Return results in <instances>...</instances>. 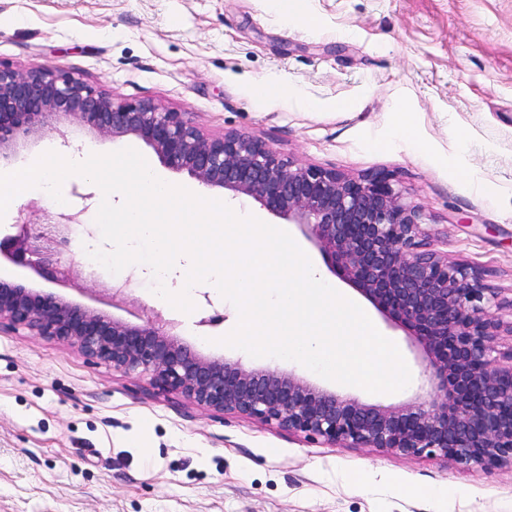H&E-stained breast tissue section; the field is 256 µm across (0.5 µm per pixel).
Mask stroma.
I'll return each mask as SVG.
<instances>
[{
    "mask_svg": "<svg viewBox=\"0 0 512 512\" xmlns=\"http://www.w3.org/2000/svg\"><path fill=\"white\" fill-rule=\"evenodd\" d=\"M0 0V63L51 65L117 103L149 100L184 112L202 131L256 135L283 154L352 176L392 179L422 207L438 248L478 266L486 284L512 288V0ZM286 86L269 101L254 80ZM408 114L412 138L395 124ZM68 157L93 147L137 150L169 183L216 198L187 173L168 169L142 140L97 138L72 124ZM63 198L93 229L96 185L66 179ZM252 216L286 230L335 289L393 341L411 373L396 393H370L320 379L301 364L247 357L220 345L235 306L201 284L224 316L200 330L159 301L142 265L106 281L126 288L107 312L136 322L142 311L177 321L202 354L245 358L366 401L395 405L424 392L418 348L390 327L351 283L329 271L293 224L247 202ZM61 210L38 189L16 200L0 230ZM454 495L442 512H512V468L459 470L444 458L375 448H336L237 414L216 413L154 387L149 376L90 364L61 342L0 328V512H433L428 489Z\"/></svg>",
    "mask_w": 512,
    "mask_h": 512,
    "instance_id": "35a3bbf8",
    "label": "stroma"
}]
</instances>
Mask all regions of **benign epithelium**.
<instances>
[{
    "mask_svg": "<svg viewBox=\"0 0 512 512\" xmlns=\"http://www.w3.org/2000/svg\"><path fill=\"white\" fill-rule=\"evenodd\" d=\"M76 123L99 138L136 137L171 169L209 190L251 200L299 226L327 266L339 270L395 324L425 346L428 398L371 404L288 372L206 356L181 342L159 316L140 324L67 300L53 290L0 280V326L75 347L89 362L146 374L162 391L219 413H233L338 448H378L439 456L457 469L512 466V299L481 283L477 267L448 259L422 209L388 180L303 165L260 138L208 135L184 112L149 100L116 103L51 66L0 65V159ZM0 235V259L79 293L95 272L62 263L76 225L22 221Z\"/></svg>",
    "mask_w": 512,
    "mask_h": 512,
    "instance_id": "1",
    "label": "benign epithelium"
}]
</instances>
